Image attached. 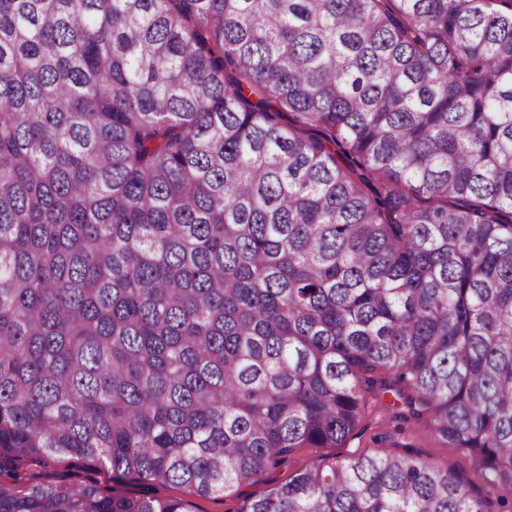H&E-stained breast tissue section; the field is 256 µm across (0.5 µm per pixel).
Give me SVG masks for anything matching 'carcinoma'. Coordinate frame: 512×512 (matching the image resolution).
<instances>
[{
  "instance_id": "cac0c4a2",
  "label": "carcinoma",
  "mask_w": 512,
  "mask_h": 512,
  "mask_svg": "<svg viewBox=\"0 0 512 512\" xmlns=\"http://www.w3.org/2000/svg\"><path fill=\"white\" fill-rule=\"evenodd\" d=\"M393 402L387 403V396ZM512 512V0H0V512ZM384 419L383 414L374 411L367 416L363 423L366 427L364 432L351 437L344 448H301L289 458L285 465L253 480L235 484L224 492V496L202 497L198 496L193 489L184 485L155 487L147 482L129 484L122 487V490L130 496L142 497L147 494H157L182 500L191 505L193 512H236L245 498H258L270 487L288 482V479L296 471L312 464L321 456L328 455L331 459L335 456L336 459L352 458L360 454H370L378 447L383 446V448L393 453L413 451L423 459L441 468H448L469 479L476 486V491L480 493L486 491L483 482L473 475L469 459L456 448L443 447L429 435L419 430L399 434L394 430V424L388 423ZM379 434H386L387 440L382 443L375 442L373 437ZM0 483L19 482L23 485L61 481L78 485L83 481L96 480L101 485L112 486V472L109 468H96L70 457H55L45 463L25 458L1 459Z\"/></svg>"
}]
</instances>
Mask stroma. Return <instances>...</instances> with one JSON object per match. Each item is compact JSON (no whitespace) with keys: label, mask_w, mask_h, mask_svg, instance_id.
Wrapping results in <instances>:
<instances>
[{"label":"stroma","mask_w":512,"mask_h":512,"mask_svg":"<svg viewBox=\"0 0 512 512\" xmlns=\"http://www.w3.org/2000/svg\"><path fill=\"white\" fill-rule=\"evenodd\" d=\"M363 433L351 437L345 447L299 449L288 462L278 469L265 473L255 479L234 485L224 495L202 497L193 489L184 485L152 486L150 483L126 485V494L141 497L157 494L190 504L192 512H237L245 498L260 497L270 487L283 484L298 470L315 462L319 457L328 455L339 459L352 458L361 454L385 448L394 453L412 448L423 459L443 468L450 469L464 478H472L470 462L457 449L446 448L426 433L416 430L405 434L394 430L391 423L385 421L382 414L371 413L367 416ZM88 480L108 485L112 482L109 468H96L70 457H56L44 463L32 462L24 458H7L0 461V483L19 482L23 485L61 481L78 485Z\"/></svg>","instance_id":"obj_1"}]
</instances>
